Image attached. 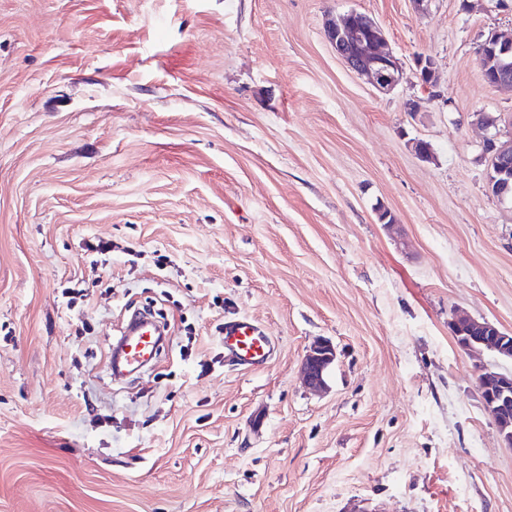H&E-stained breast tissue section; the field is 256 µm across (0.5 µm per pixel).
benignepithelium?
Masks as SVG:
<instances>
[{"label": "benign epithelium", "mask_w": 512, "mask_h": 512, "mask_svg": "<svg viewBox=\"0 0 512 512\" xmlns=\"http://www.w3.org/2000/svg\"><path fill=\"white\" fill-rule=\"evenodd\" d=\"M327 38L336 55L353 72L366 76L380 91H389L399 82L401 64L394 56L378 23L371 17L352 11L330 20ZM499 48L506 54L512 50V37L492 33L481 43L478 54ZM487 84L512 89V65L502 63L497 69L483 72ZM490 158L491 171L499 180L489 179L491 190L500 195L512 183V139L502 140L499 134H489L482 143ZM451 331L457 345L466 352L481 349L512 361V336L487 321L457 316L451 322ZM336 358L332 343L322 340L314 343L302 363L305 386L312 391L325 388V374ZM484 409L491 417L502 441L512 447V371L497 372L486 367L478 369Z\"/></svg>", "instance_id": "benign-epithelium-1"}]
</instances>
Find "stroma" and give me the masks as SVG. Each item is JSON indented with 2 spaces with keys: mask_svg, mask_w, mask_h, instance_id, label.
<instances>
[{
  "mask_svg": "<svg viewBox=\"0 0 512 512\" xmlns=\"http://www.w3.org/2000/svg\"><path fill=\"white\" fill-rule=\"evenodd\" d=\"M352 9L401 62L391 91L326 38ZM495 31L496 0H0V512H512L474 369L512 363L449 327L512 333ZM146 308L163 349L114 381ZM239 317L273 340L262 367L224 352ZM482 147L485 155L490 158L491 171L500 177L497 183L496 179H489L491 191L504 195L512 180V139L504 141L499 133H491L483 139ZM451 331L463 351L476 352L485 349L512 361L511 334L501 332L490 322L457 316L451 322ZM336 358V351L328 340L315 342L305 355L302 374L305 386L312 391L325 388V374Z\"/></svg>",
  "mask_w": 512,
  "mask_h": 512,
  "instance_id": "obj_1",
  "label": "stroma"
}]
</instances>
